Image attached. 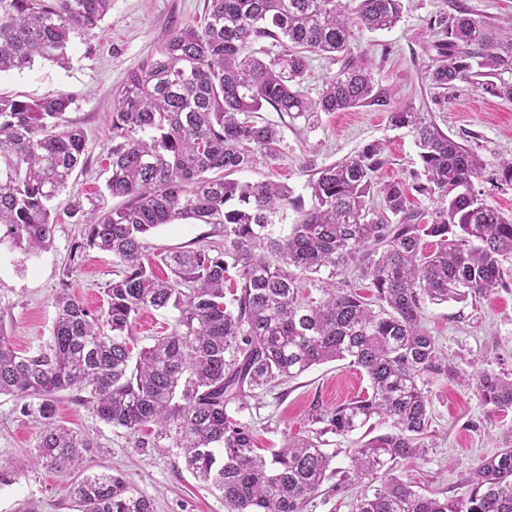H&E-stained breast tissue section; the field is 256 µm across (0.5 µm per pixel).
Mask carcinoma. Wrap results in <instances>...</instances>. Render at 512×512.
Instances as JSON below:
<instances>
[{"label": "carcinoma", "mask_w": 512, "mask_h": 512, "mask_svg": "<svg viewBox=\"0 0 512 512\" xmlns=\"http://www.w3.org/2000/svg\"><path fill=\"white\" fill-rule=\"evenodd\" d=\"M112 0H0V73L34 58L69 59L71 35L98 27ZM402 0H207L203 27H172L154 58L132 71L112 100V175L106 191L123 200L85 220L68 270L88 249L122 266L104 288L107 307L88 309L60 289L49 341L19 354L0 336V395L36 422L28 462L0 465V485L32 465L81 470L97 443L56 421L55 395L74 390L101 422L138 437L141 447L183 458L224 500L225 512H306L334 455L321 437H347L371 421L390 431L356 443L347 478L372 493L354 512H512V430L504 446L471 472V490L440 500L412 489L396 471L426 448L427 386L452 379L493 413L512 411V377L483 368L462 373L445 361L422 326V304L463 302L512 282V219L484 202L473 181L486 163L409 106L390 121L415 134L437 208L411 207L408 188L383 182L381 143L318 169L312 206L282 182L235 175L275 159L282 136L255 113L266 105L294 118L371 102L374 78L345 66L316 99L301 91L309 54L350 51L353 27L389 29ZM437 57L432 84L446 89L475 76L487 93L512 100V29L460 5L429 24ZM262 38L280 51L256 48ZM65 93L40 100L0 96V241L29 255L53 238L51 201L68 187L86 148L65 120ZM382 198L376 209L373 195ZM298 217L284 231L285 211ZM395 221H390V218ZM220 225L221 248L160 256L171 277L144 258L145 237L176 220ZM367 281L366 298L347 278ZM322 283L321 297L302 282ZM178 311L175 328L136 349L131 329L146 309ZM346 360L370 392L334 408L315 405L303 434H285L267 458L242 408L314 366ZM380 485H375V482ZM72 495L80 512H154L119 474H86Z\"/></svg>", "instance_id": "obj_1"}]
</instances>
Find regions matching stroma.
I'll return each instance as SVG.
<instances>
[{"mask_svg": "<svg viewBox=\"0 0 512 512\" xmlns=\"http://www.w3.org/2000/svg\"><path fill=\"white\" fill-rule=\"evenodd\" d=\"M486 16L501 27L512 25V0H403L397 24L388 30H359L348 55L312 56L302 85L317 97L324 85L352 63L371 70L375 89L386 105H366L344 112H318L294 119L264 107L262 119L281 130L279 157L243 172L247 181L271 179L287 183L303 201H310L308 183L315 170L352 157L367 143H383L386 163L381 177L410 188L418 209H434L429 195L420 193L426 178L413 133L392 126L395 107L413 105L455 141L473 149L486 162V172L474 187L482 199L512 217V185L494 180L499 160L512 157V101L484 93L478 79L434 88L429 73L435 64L427 25L439 13L455 14L456 4ZM205 0H112L99 28L73 37L69 62L61 66L35 61L29 68L0 74V95L37 100L59 93L70 95L69 122L85 133L84 164L68 187L52 202L55 222L51 246L35 255L0 246V334L15 350L28 353L48 342L57 319L54 296L61 281L92 310L106 302L104 288L120 270L111 254L87 250L71 275H64L69 250L84 226L71 211L81 202L89 211L112 209L118 199L105 190L107 155L112 146V94L128 72L145 64L163 43L173 24L200 25ZM218 227L193 220L157 229L147 240L146 256L159 275L167 269L157 255L221 243ZM422 325L458 369L492 368L512 372V286L487 297L465 302L425 304ZM369 389L364 373L345 361L321 364L268 393H257L245 408L229 407L235 419L249 424L259 447L278 448L284 434L308 427L313 404L328 408L363 396ZM430 400L429 449L399 470L413 489L430 497L455 499L469 493L470 472L479 460L500 448L504 431L512 427V411H487L458 383L434 380ZM57 417L68 428L94 439L98 447L87 459V472L121 474L150 498L155 512H224L219 495L209 492L188 471L182 458L136 445V435L102 423L74 392L58 395ZM363 432L348 437L327 435L336 476L323 483L307 512H353L362 487L344 484L350 450ZM37 442V427L21 416L16 401L0 396V464L29 456ZM79 474L40 466L23 472L15 483L0 487V512H77L72 489Z\"/></svg>", "mask_w": 512, "mask_h": 512, "instance_id": "35a3bbf8", "label": "stroma"}]
</instances>
